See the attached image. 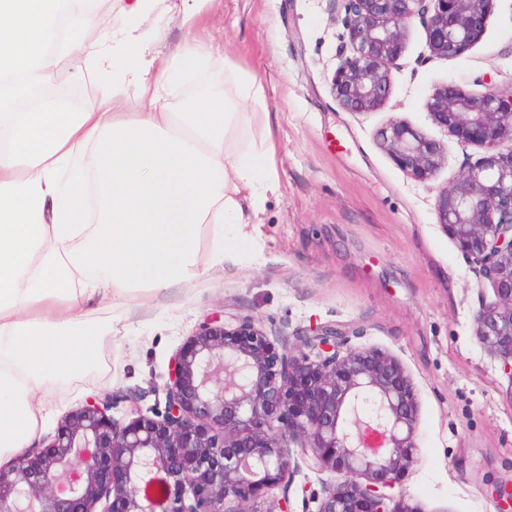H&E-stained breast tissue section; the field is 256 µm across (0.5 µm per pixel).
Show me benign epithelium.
Instances as JSON below:
<instances>
[{
	"label": "benign epithelium",
	"instance_id": "benign-epithelium-1",
	"mask_svg": "<svg viewBox=\"0 0 512 512\" xmlns=\"http://www.w3.org/2000/svg\"><path fill=\"white\" fill-rule=\"evenodd\" d=\"M345 48L331 92L347 112L388 100L405 29L417 19L429 56L449 58L482 35L492 0H330ZM432 121L485 150L437 196V218L493 295L475 336L512 380V93L435 90ZM408 176L432 179L442 144L400 120L376 132ZM164 411L122 425L88 402L50 440L0 467V512H292L271 490L302 466L331 472L315 512H418L391 493L417 461L418 402L400 361L318 326L277 347L247 316L206 319L169 369ZM63 487V495L55 494Z\"/></svg>",
	"mask_w": 512,
	"mask_h": 512
}]
</instances>
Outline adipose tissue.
Listing matches in <instances>:
<instances>
[{"mask_svg":"<svg viewBox=\"0 0 512 512\" xmlns=\"http://www.w3.org/2000/svg\"><path fill=\"white\" fill-rule=\"evenodd\" d=\"M207 2L129 0L103 30L91 0H0V458L35 447L57 382L96 364L113 332L104 299L193 286L201 260L253 241L250 215L278 182L261 83L207 40L161 55L138 23L160 8L188 25ZM82 57L112 75L95 106L7 109V90Z\"/></svg>","mask_w":512,"mask_h":512,"instance_id":"obj_1","label":"adipose tissue"}]
</instances>
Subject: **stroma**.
<instances>
[{"mask_svg":"<svg viewBox=\"0 0 512 512\" xmlns=\"http://www.w3.org/2000/svg\"><path fill=\"white\" fill-rule=\"evenodd\" d=\"M145 24L160 32L158 51L208 39L262 84L280 189L237 261L202 265L195 286L99 309L113 320L112 340L98 367L59 383L47 434L93 399L123 423L132 410L163 409L173 357L205 318L251 317L291 348L305 329L332 324L351 345L396 356L414 383L417 462L398 488L406 502L418 512H502L500 493L512 490V381L473 320L492 289L435 212L439 189L484 151L448 137L427 102L447 83L473 94L487 80L512 90V0H493L482 37L451 58L428 59L425 31L411 22L389 99L360 113L331 94L343 28L329 0H208L193 25L157 12ZM393 119L443 145L431 180H413L379 147L375 134ZM334 480L302 469L285 489L292 512H313L312 494Z\"/></svg>","mask_w":512,"mask_h":512,"instance_id":"35a3bbf8","label":"stroma"}]
</instances>
